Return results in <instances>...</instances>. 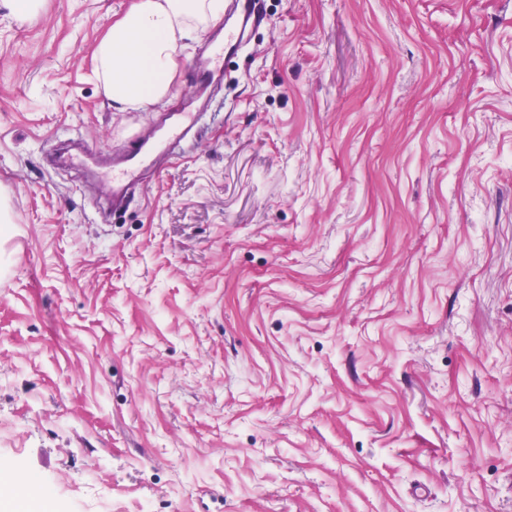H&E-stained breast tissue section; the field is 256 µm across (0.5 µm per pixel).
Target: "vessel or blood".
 <instances>
[{"label": "vessel or blood", "instance_id": "1", "mask_svg": "<svg viewBox=\"0 0 512 512\" xmlns=\"http://www.w3.org/2000/svg\"><path fill=\"white\" fill-rule=\"evenodd\" d=\"M259 22L252 0H232V12L224 24L223 41L212 44L208 56L193 62L201 79L213 77L226 58L235 56L249 32ZM196 124L195 113L184 112L156 140L137 139L131 142L126 153L113 161L111 171L103 172L101 177L104 188L112 192L113 202L123 199L126 186L138 182L143 170L150 167L158 155L166 152L171 145L184 142Z\"/></svg>", "mask_w": 512, "mask_h": 512}]
</instances>
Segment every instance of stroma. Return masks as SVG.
<instances>
[{
    "mask_svg": "<svg viewBox=\"0 0 512 512\" xmlns=\"http://www.w3.org/2000/svg\"><path fill=\"white\" fill-rule=\"evenodd\" d=\"M131 2L0 7V512H512V0H254L116 112ZM179 108L120 211L51 158ZM232 12L224 24V41L211 45L208 56L203 55L193 61L201 79H214V69H221L224 57L237 54L249 32L260 23L252 0H233Z\"/></svg>",
    "mask_w": 512,
    "mask_h": 512,
    "instance_id": "1",
    "label": "stroma"
}]
</instances>
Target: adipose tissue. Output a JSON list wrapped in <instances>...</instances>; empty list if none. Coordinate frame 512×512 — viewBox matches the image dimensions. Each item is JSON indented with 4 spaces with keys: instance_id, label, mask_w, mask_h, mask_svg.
Masks as SVG:
<instances>
[{
    "instance_id": "obj_1",
    "label": "adipose tissue",
    "mask_w": 512,
    "mask_h": 512,
    "mask_svg": "<svg viewBox=\"0 0 512 512\" xmlns=\"http://www.w3.org/2000/svg\"><path fill=\"white\" fill-rule=\"evenodd\" d=\"M224 16V0H134L98 43L99 84L114 111L146 112L173 88L185 40Z\"/></svg>"
}]
</instances>
